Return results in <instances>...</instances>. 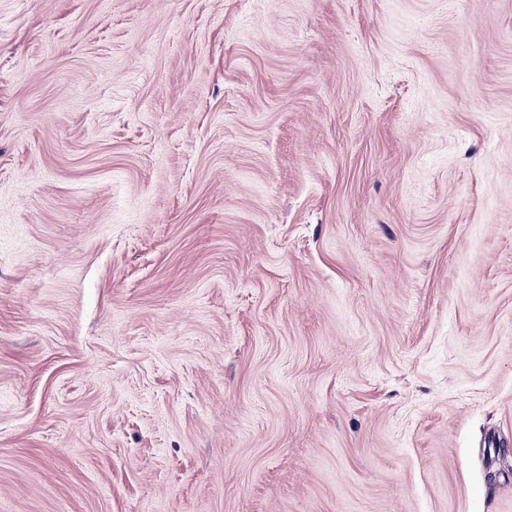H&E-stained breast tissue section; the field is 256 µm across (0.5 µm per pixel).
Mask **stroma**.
Here are the masks:
<instances>
[{
  "instance_id": "1",
  "label": "stroma",
  "mask_w": 512,
  "mask_h": 512,
  "mask_svg": "<svg viewBox=\"0 0 512 512\" xmlns=\"http://www.w3.org/2000/svg\"><path fill=\"white\" fill-rule=\"evenodd\" d=\"M0 512H512V0H0Z\"/></svg>"
}]
</instances>
